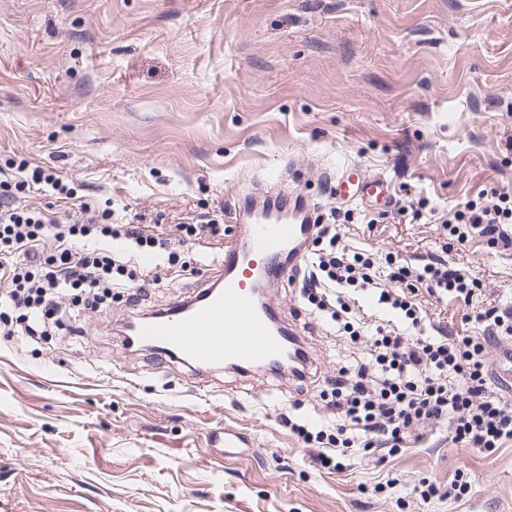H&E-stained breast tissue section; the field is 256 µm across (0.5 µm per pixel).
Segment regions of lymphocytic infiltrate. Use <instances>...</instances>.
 <instances>
[{
    "mask_svg": "<svg viewBox=\"0 0 512 512\" xmlns=\"http://www.w3.org/2000/svg\"><path fill=\"white\" fill-rule=\"evenodd\" d=\"M46 186L66 211L28 207L25 190ZM512 223V193L492 191L485 202L467 201L448 220L450 239L470 234L496 245L502 225ZM159 226L116 224L111 209L78 197L59 178L20 162L14 172L0 169V334L36 341L58 332L80 335L77 321L88 310L110 306L112 292L129 290L130 305H139L146 284L168 274L169 265L128 268L112 255L121 239L139 249L164 242ZM317 249L296 275L312 309L342 323L358 342L365 317L344 298L346 289L372 290L377 302L399 311L401 325L374 329L368 356L341 366L331 381L328 409L336 416L335 433L312 431L291 422L304 442H327L317 463L339 469L352 448L394 452L418 426L452 419L455 442L488 452L512 441V402L487 386L486 347L481 338L410 336L422 310L417 284L437 297L472 301L479 283L447 259L433 257L423 267L386 259L376 266L370 256L343 244L330 226H318Z\"/></svg>",
    "mask_w": 512,
    "mask_h": 512,
    "instance_id": "f902f5d3",
    "label": "lymphocytic infiltrate"
}]
</instances>
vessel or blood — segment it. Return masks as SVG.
I'll return each mask as SVG.
<instances>
[{
	"instance_id": "vessel-or-blood-1",
	"label": "vessel or blood",
	"mask_w": 512,
	"mask_h": 512,
	"mask_svg": "<svg viewBox=\"0 0 512 512\" xmlns=\"http://www.w3.org/2000/svg\"><path fill=\"white\" fill-rule=\"evenodd\" d=\"M328 188L343 201L378 205L390 200L386 180L349 167L328 178ZM318 212L305 195L260 190L242 195L236 209L239 235L228 244L214 281L199 294L150 313H131L122 336L136 349L155 355L158 367L177 362L195 375L225 368L273 370L299 343L272 305L257 306L250 292L255 269L275 282L299 268L308 256Z\"/></svg>"
}]
</instances>
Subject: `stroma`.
Returning <instances> with one entry per match:
<instances>
[{
  "label": "stroma",
  "instance_id": "obj_1",
  "mask_svg": "<svg viewBox=\"0 0 512 512\" xmlns=\"http://www.w3.org/2000/svg\"><path fill=\"white\" fill-rule=\"evenodd\" d=\"M111 204L116 224L164 225L176 261L147 286L150 312L212 276L220 238L177 242L181 222L232 227L237 190L279 174L331 211L344 243L377 264L446 253L512 308V252L446 243L445 220L487 188L512 192V0H0V168L19 161ZM357 164L429 199L436 221L393 203H344L323 170ZM429 336H480L469 306L419 289ZM281 316L301 331L316 380L232 370L194 386L157 372L119 329L126 293L83 313L76 337L0 339V512H512V441L488 453L420 427L390 454L356 450L318 468L287 422L336 430L328 379L364 358L280 281ZM250 443L221 456L211 434ZM467 473L460 500L422 501V479Z\"/></svg>",
  "mask_w": 512,
  "mask_h": 512
}]
</instances>
